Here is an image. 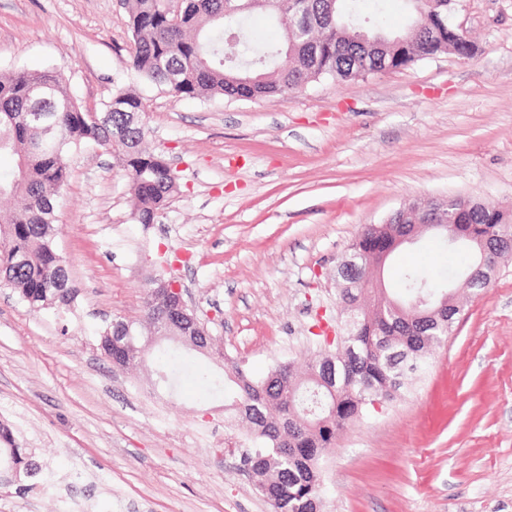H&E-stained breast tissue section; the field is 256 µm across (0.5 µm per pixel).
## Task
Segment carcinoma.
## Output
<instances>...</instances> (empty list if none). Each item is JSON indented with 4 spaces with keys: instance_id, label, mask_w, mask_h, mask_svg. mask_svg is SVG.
<instances>
[{
    "instance_id": "cac0c4a2",
    "label": "carcinoma",
    "mask_w": 512,
    "mask_h": 512,
    "mask_svg": "<svg viewBox=\"0 0 512 512\" xmlns=\"http://www.w3.org/2000/svg\"><path fill=\"white\" fill-rule=\"evenodd\" d=\"M276 2V10L288 18L281 46L255 40L241 24L247 14L265 10L261 4L244 8V0H184L182 23L172 27L164 0H125L134 42L131 68L143 83L176 97L282 99L320 77L359 79L365 61L381 60L397 70L441 54L473 56L467 38L450 42L435 33L448 29L453 0L410 4L417 20L400 32L356 24L342 0ZM307 16L309 29L298 31L299 19ZM37 86L48 89L45 98H31ZM146 112L144 98L129 87H118L100 110L90 112L53 71L0 73V155L14 159L11 177L0 179V198L14 202L0 215V282L34 310L65 315L80 301V289L55 245L71 153L94 145L119 161L131 181L132 219L138 224L156 223L176 192L171 165L145 146ZM35 114L41 119H33ZM462 230L471 237L472 254L484 239L502 242L501 256L512 251V217L494 205L474 204ZM399 232L393 224L368 227L338 259L337 277L352 287L337 292L344 332L336 337L334 351L308 357L300 372L291 361L278 362L261 380L237 364L224 367V382L232 388L224 420L248 424L254 450L243 454L242 462L258 477L257 492L273 512H321L320 461L336 435L375 403L394 400L407 373L422 369L452 331L455 317L429 318L414 309L418 298L434 295L418 269L401 274L404 300L366 278L374 247H392ZM126 324L132 339L139 340L142 324L122 317L105 323L99 338L112 337L110 358L134 364L137 358L128 357L117 339ZM21 470L33 477L41 467L16 443L12 430L1 426L0 482Z\"/></svg>"
}]
</instances>
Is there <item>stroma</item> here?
<instances>
[{
    "label": "stroma",
    "mask_w": 512,
    "mask_h": 512,
    "mask_svg": "<svg viewBox=\"0 0 512 512\" xmlns=\"http://www.w3.org/2000/svg\"><path fill=\"white\" fill-rule=\"evenodd\" d=\"M449 23L477 46L275 101L174 97L130 68L123 0H0V71L59 73L95 112L139 87L148 144L178 190L157 223L131 218L130 181L88 146L70 160L58 253L82 301L32 310L0 285V424L55 482L0 489V512H272L243 469L246 427L196 373L211 357L176 342L113 368L104 321L144 316L153 278L175 277L214 347L255 376L325 350L336 261L363 225L405 203L468 196L512 214V0H457ZM425 234L383 272L414 264L444 287L465 268ZM189 373L165 386L170 353ZM324 512H512V253L468 295L453 332L393 401L368 409L322 461Z\"/></svg>",
    "instance_id": "1"
}]
</instances>
